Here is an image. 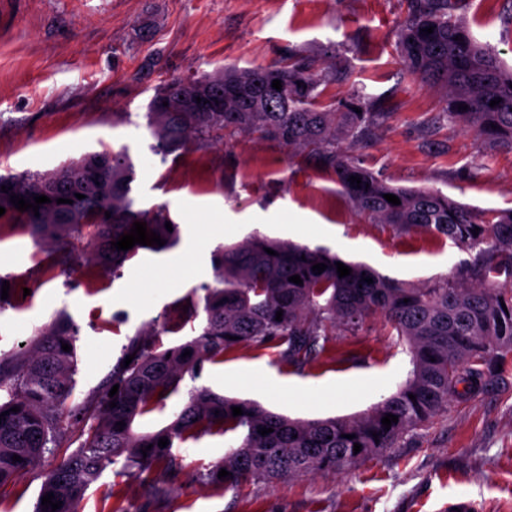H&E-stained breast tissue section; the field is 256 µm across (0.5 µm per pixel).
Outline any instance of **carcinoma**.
<instances>
[{"label": "carcinoma", "instance_id": "cac0c4a2", "mask_svg": "<svg viewBox=\"0 0 512 512\" xmlns=\"http://www.w3.org/2000/svg\"><path fill=\"white\" fill-rule=\"evenodd\" d=\"M453 7L452 0H413L399 28L401 57L416 80L444 90L445 119L512 149V68L453 17ZM430 26L433 33L424 34L422 29ZM275 79L281 81L279 91L272 88ZM320 82L314 61L297 53L265 66H227L218 75L169 79L147 106V126L155 139L150 148L164 159L194 142L222 141L240 131L256 133L300 151L335 174L341 191L369 223L385 224L399 236L424 230L448 238L476 252L473 262L428 284L407 286L360 263H345L352 273L341 278L336 268L340 258L330 250L257 234L239 245L217 248L214 283L200 285L204 305L191 303L182 314L183 320L197 323L195 334L161 350L155 337L167 331V319L159 317L153 330L129 340L98 396L71 409L73 417L90 426L79 431V450L43 484L41 495L51 492L62 502L56 512H77L89 483L110 466L139 476L159 463L176 470L175 441L213 430L235 442L222 461L200 474L206 483L226 487L249 476L272 482L334 470L395 447L411 429L447 408L450 400L481 393L494 376L512 367V210L477 211L437 189L391 186L360 167L344 144L363 139L383 114L371 111L359 98L341 108L334 101H322ZM198 86L220 92L223 107L193 111L191 94ZM498 98L501 102L490 106ZM157 100L168 102V107L158 109ZM460 104L467 109H458ZM351 176L360 177L361 184H350ZM134 179V165L124 147L89 153L36 178L0 175V186L9 187L6 193L0 191V206L6 209L0 223L17 221L35 239L59 243L61 263L72 258L85 238L96 262L118 275L145 249L140 244L127 251L111 248L133 223H147V230L165 240L153 246L156 251L173 247L179 238L178 225H172L171 232L165 227L171 221L166 208H134ZM77 193L85 198H76ZM386 194L397 196L401 204L389 203ZM12 195L29 201L45 195L50 202L40 205L36 216L15 209ZM59 198L73 203L59 204ZM268 248L277 255L268 254ZM316 263L327 268L317 274L312 270ZM293 275L300 276L303 285L288 281ZM364 275L373 283L363 281ZM377 313L408 344L412 369L394 394L360 417L300 421L205 387L185 389L199 377L204 363L222 361L241 345L261 348L276 341L286 346L282 356L292 363L319 360L329 353L328 337L338 327L352 329ZM77 335V326L61 315L31 340L30 349L0 357V489L60 446L61 407L74 389ZM64 343L70 351L62 349ZM187 350L191 355L182 357ZM132 354L135 358L124 366ZM116 384L118 394L111 397ZM183 389L187 398L171 423L153 433L134 431L137 417ZM112 401L114 408L109 406ZM234 406L242 408L243 415L232 416ZM13 407L19 411H11ZM387 414L398 417L388 429L382 425ZM119 421L125 422L121 429ZM263 427L273 432L263 436L258 433ZM347 434L352 438H345ZM163 437L169 444L161 448ZM356 443L361 445L358 453L353 452ZM15 455L22 461L12 460ZM222 469L230 476L218 478Z\"/></svg>", "mask_w": 512, "mask_h": 512}]
</instances>
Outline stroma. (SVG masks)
<instances>
[{
  "label": "stroma",
  "mask_w": 512,
  "mask_h": 512,
  "mask_svg": "<svg viewBox=\"0 0 512 512\" xmlns=\"http://www.w3.org/2000/svg\"><path fill=\"white\" fill-rule=\"evenodd\" d=\"M412 0H0V174L36 175L103 148H127L136 208L167 207L178 244L140 251L120 276L90 258L56 262L21 224L0 226V277L13 298L0 309V356L58 315L76 324L78 365L69 399L93 397L129 340L171 313L168 348L193 336L177 310L203 302L212 255L252 232L370 266L420 285L472 260L425 232L394 235L359 217L333 173L297 151L244 132L168 157L149 148L147 104L174 77L250 68L288 52L325 73V99L363 97L385 113L350 156L387 184L435 188L480 210L512 209V151L443 119L442 90L407 71L397 49ZM453 15L512 66V0H455ZM330 354L301 366L278 347L240 348L205 363L196 384L249 399L292 419L356 417L395 393L411 369L408 345L384 316L330 337ZM64 442L0 491V512H36L46 476L78 446L63 413ZM231 441L203 434L177 444V474L133 477L107 468L79 512H440L465 496L477 512H512V369L482 394L451 401L401 444L333 471L235 487L199 475Z\"/></svg>",
  "instance_id": "35a3bbf8"
}]
</instances>
